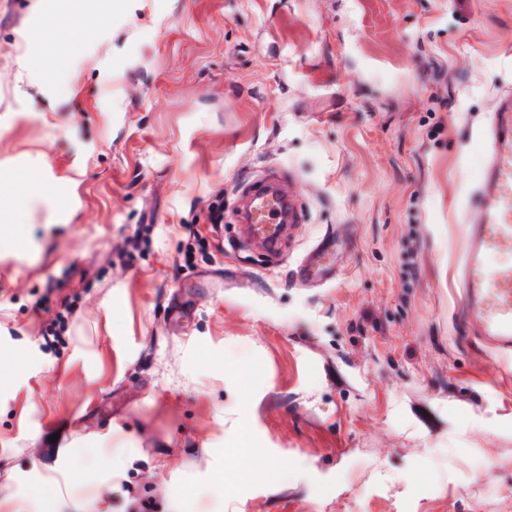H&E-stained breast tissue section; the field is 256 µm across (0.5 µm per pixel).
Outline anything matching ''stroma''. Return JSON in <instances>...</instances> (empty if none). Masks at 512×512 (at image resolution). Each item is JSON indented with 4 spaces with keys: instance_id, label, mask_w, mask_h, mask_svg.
<instances>
[{
    "instance_id": "obj_1",
    "label": "stroma",
    "mask_w": 512,
    "mask_h": 512,
    "mask_svg": "<svg viewBox=\"0 0 512 512\" xmlns=\"http://www.w3.org/2000/svg\"><path fill=\"white\" fill-rule=\"evenodd\" d=\"M34 4L0 176L71 214L0 223V512H512V354L458 278L512 0H112L21 94ZM269 179L276 254L237 219ZM321 244L323 245L322 248H317L308 258L303 260L298 267L302 277L306 280L315 279L319 274H323L330 266L331 247L333 243L326 242L324 238Z\"/></svg>"
}]
</instances>
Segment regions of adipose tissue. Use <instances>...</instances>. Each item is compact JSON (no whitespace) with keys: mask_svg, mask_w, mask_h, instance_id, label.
<instances>
[{"mask_svg":"<svg viewBox=\"0 0 512 512\" xmlns=\"http://www.w3.org/2000/svg\"><path fill=\"white\" fill-rule=\"evenodd\" d=\"M102 0H53L44 7L39 28L20 31L26 51L17 59L18 74L28 85L41 86L53 81V67L62 56L71 33L72 22L95 12ZM58 185H46L40 178H28L22 191L0 192V223L26 224L34 203L54 198Z\"/></svg>","mask_w":512,"mask_h":512,"instance_id":"adipose-tissue-1","label":"adipose tissue"}]
</instances>
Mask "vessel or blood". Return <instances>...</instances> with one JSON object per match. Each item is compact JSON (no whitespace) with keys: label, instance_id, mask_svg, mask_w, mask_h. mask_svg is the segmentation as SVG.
<instances>
[{"label":"vessel or blood","instance_id":"1","mask_svg":"<svg viewBox=\"0 0 512 512\" xmlns=\"http://www.w3.org/2000/svg\"><path fill=\"white\" fill-rule=\"evenodd\" d=\"M484 163L479 188L468 207V247L461 268L466 322L475 335L494 347L512 350V100L482 131ZM248 212L251 234L270 250L280 243L286 203L274 188L255 195ZM330 244H323L303 260L302 277L315 279L329 267Z\"/></svg>","mask_w":512,"mask_h":512}]
</instances>
